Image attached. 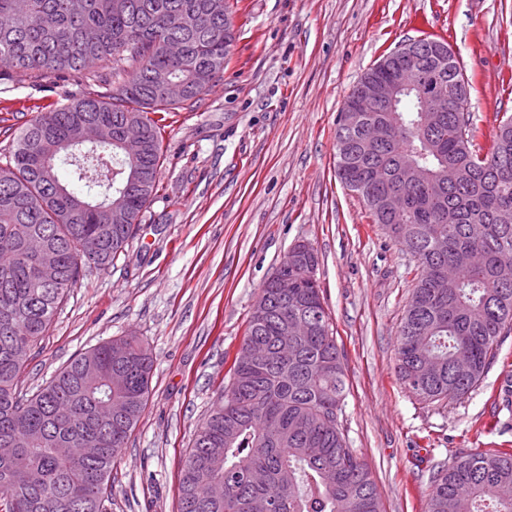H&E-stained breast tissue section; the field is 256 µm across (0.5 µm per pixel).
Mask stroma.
<instances>
[{
  "label": "stroma",
  "mask_w": 512,
  "mask_h": 512,
  "mask_svg": "<svg viewBox=\"0 0 512 512\" xmlns=\"http://www.w3.org/2000/svg\"><path fill=\"white\" fill-rule=\"evenodd\" d=\"M231 60L167 113L157 192L126 252L59 308L24 375L48 382L76 354L135 336L155 358L145 412L112 466L107 512H178L193 435L240 351L262 285L291 246L315 276L349 390L339 416L385 512H424L435 467L459 451L512 450V335L476 388L428 403L400 381L397 336L415 277L406 249L336 177V118L383 54L441 39L468 79L474 147L512 115V0H238ZM106 83L68 71L0 82V165L32 116Z\"/></svg>",
  "instance_id": "35a3bbf8"
}]
</instances>
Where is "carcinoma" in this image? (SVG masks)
Wrapping results in <instances>:
<instances>
[{
	"label": "carcinoma",
	"instance_id": "obj_1",
	"mask_svg": "<svg viewBox=\"0 0 512 512\" xmlns=\"http://www.w3.org/2000/svg\"><path fill=\"white\" fill-rule=\"evenodd\" d=\"M0 0V66L17 76L47 78L65 71L95 73L112 65L106 97L73 99L40 112L20 131L0 165V512H106L112 464L145 411L153 360L132 336L75 356L45 386H22L29 358L84 273L106 271L125 251L159 182L165 113L204 94L224 73L235 41L230 0ZM169 71L187 85L178 100L157 93L149 74ZM448 99L468 101L458 61L443 74L426 71ZM144 127L135 155L118 136L126 115ZM392 129L381 147L336 160L340 183L362 198L372 223L407 248L417 274L404 309L397 372L425 402L459 399L482 379L500 337L512 333V116L499 122L491 151L473 149L475 129L462 112L438 127L417 124V102L376 112ZM94 121L112 140L94 149L63 144L78 125ZM70 166L77 194L58 164ZM427 175L406 183L401 167ZM134 167L140 182L124 195L129 221L112 223L105 197L125 185ZM375 167L407 196L397 217L377 209L380 189L350 179ZM56 251L57 281L39 280L33 242ZM475 250L478 265L457 267ZM314 249L294 245L279 269L293 280L288 299L266 282L260 296L272 311L251 312L228 384L197 427L180 478L179 512H251L271 499L275 512H383L367 463L346 444L338 415L347 394L343 357L315 278ZM455 268L448 287L441 269ZM292 336L281 327L291 317ZM33 476L17 483L16 474ZM425 512H512V451L461 452L433 472Z\"/></svg>",
	"mask_w": 512,
	"mask_h": 512
}]
</instances>
